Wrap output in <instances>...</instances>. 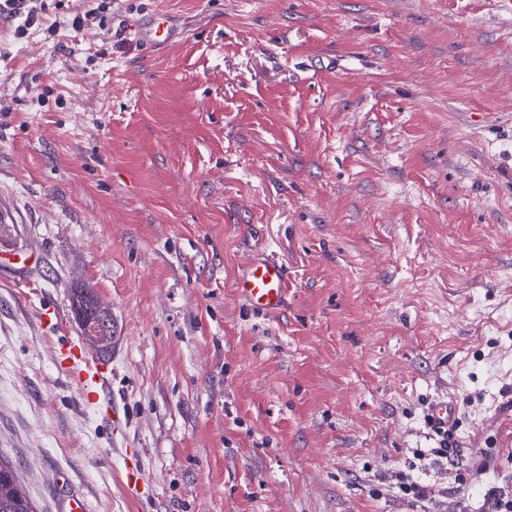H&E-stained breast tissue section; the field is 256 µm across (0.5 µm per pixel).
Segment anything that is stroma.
<instances>
[{
    "instance_id": "1",
    "label": "stroma",
    "mask_w": 512,
    "mask_h": 512,
    "mask_svg": "<svg viewBox=\"0 0 512 512\" xmlns=\"http://www.w3.org/2000/svg\"><path fill=\"white\" fill-rule=\"evenodd\" d=\"M99 2L0 12V250L36 258L0 273V454L37 512H413L399 471L426 512H483L512 481V12ZM154 13L159 51L127 35ZM256 255L279 314L235 293ZM84 286L119 433L57 365ZM235 291L256 310L277 313L287 302L286 269L283 265L266 258L254 257L239 269ZM74 312L81 313L87 319H95L101 313V308L92 288H80L73 301ZM85 333L95 347L96 351L100 354H108L112 350V324L105 329L99 328L95 324L87 326L83 325ZM430 412L436 425L448 430V425L453 421V414L451 408L448 406V400H444L440 397L436 398L431 404ZM434 433L442 438L439 444L440 447L432 448L431 454L435 457V463L441 466L446 465V468H448V464H458L455 461L456 448H451L450 445V440L454 437L453 431L448 430V433L444 432L443 434Z\"/></svg>"
}]
</instances>
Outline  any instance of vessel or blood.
Returning a JSON list of instances; mask_svg holds the SVG:
<instances>
[{"mask_svg": "<svg viewBox=\"0 0 512 512\" xmlns=\"http://www.w3.org/2000/svg\"><path fill=\"white\" fill-rule=\"evenodd\" d=\"M143 43L158 46L172 42L179 32L170 19L149 17L135 31ZM236 293L253 308L265 313H276L287 302L288 276L283 265L255 257L244 263L235 280ZM70 364V376L77 386L93 383L105 389L108 381L106 369L95 363L90 347L81 340L68 342L62 349Z\"/></svg>", "mask_w": 512, "mask_h": 512, "instance_id": "1", "label": "vessel or blood"}]
</instances>
